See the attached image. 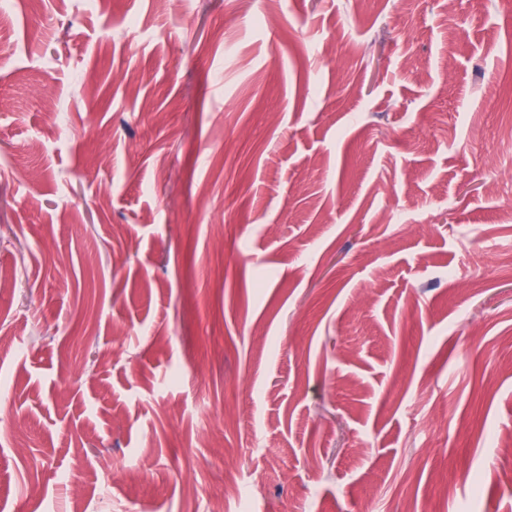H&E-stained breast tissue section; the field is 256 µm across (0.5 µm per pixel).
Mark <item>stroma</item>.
Listing matches in <instances>:
<instances>
[{
	"label": "stroma",
	"instance_id": "1",
	"mask_svg": "<svg viewBox=\"0 0 512 512\" xmlns=\"http://www.w3.org/2000/svg\"><path fill=\"white\" fill-rule=\"evenodd\" d=\"M0 22V512H512V0Z\"/></svg>",
	"mask_w": 512,
	"mask_h": 512
}]
</instances>
